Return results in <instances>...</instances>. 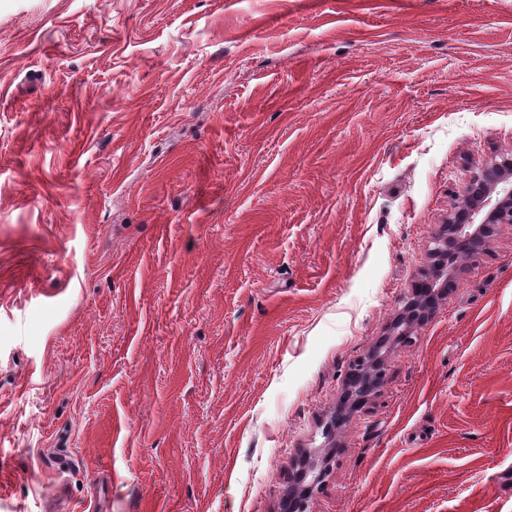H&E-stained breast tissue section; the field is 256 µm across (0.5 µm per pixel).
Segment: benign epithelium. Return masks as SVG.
Instances as JSON below:
<instances>
[{"label":"benign epithelium","instance_id":"benign-epithelium-1","mask_svg":"<svg viewBox=\"0 0 512 512\" xmlns=\"http://www.w3.org/2000/svg\"><path fill=\"white\" fill-rule=\"evenodd\" d=\"M512 224V153L477 166L463 192L453 204L445 223L439 225L431 240L432 287L448 283L460 271V261L468 254L479 255L504 226ZM434 303L423 298L410 299L393 324V335L407 340L417 322L415 313L428 314ZM367 389L381 384L385 371L379 351L373 348L358 357L352 368ZM329 455L306 450L297 459L296 483L288 487L290 512H309V498L324 482L329 471Z\"/></svg>","mask_w":512,"mask_h":512}]
</instances>
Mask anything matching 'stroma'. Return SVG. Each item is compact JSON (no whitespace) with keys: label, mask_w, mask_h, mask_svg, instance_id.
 I'll return each mask as SVG.
<instances>
[{"label":"stroma","mask_w":512,"mask_h":512,"mask_svg":"<svg viewBox=\"0 0 512 512\" xmlns=\"http://www.w3.org/2000/svg\"><path fill=\"white\" fill-rule=\"evenodd\" d=\"M512 0H0V512H512ZM385 378L323 435L351 364ZM512 153L477 166L431 240L433 283L455 279L466 254L480 255L503 226L512 224ZM434 302H429L420 297L410 299L404 306L403 312L399 315L398 320L393 324V335L399 339L408 340L412 335V326L419 319L415 318L414 313H423L424 317L432 311ZM353 365L352 374L356 375L357 378L360 379V385L351 387L352 390L350 397H357L356 390L359 389L360 386H362L363 389H367L370 386H374L376 388L381 384L385 371L382 358L380 357L377 348H373L358 357ZM351 375L349 377V382ZM329 454L318 450H305L297 459V481L288 487V501H293L290 512H308L309 498L324 482L329 471Z\"/></svg>","instance_id":"1"}]
</instances>
